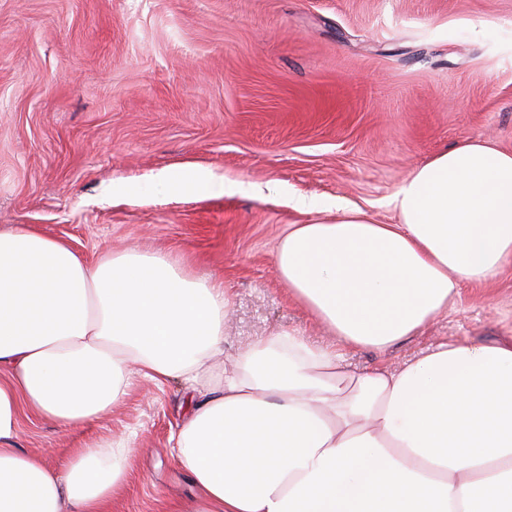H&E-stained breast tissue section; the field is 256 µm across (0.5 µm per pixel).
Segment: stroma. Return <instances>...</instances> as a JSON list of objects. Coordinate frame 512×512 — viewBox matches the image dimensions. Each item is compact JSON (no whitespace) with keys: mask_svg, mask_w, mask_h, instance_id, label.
Here are the masks:
<instances>
[{"mask_svg":"<svg viewBox=\"0 0 512 512\" xmlns=\"http://www.w3.org/2000/svg\"><path fill=\"white\" fill-rule=\"evenodd\" d=\"M512 150V0H0V229L28 224L87 259L159 252L223 282L224 355L277 330L332 336L278 275L288 228L342 205L398 221L410 173L466 140ZM192 168L212 185L180 179ZM512 338V267L352 368L437 344ZM183 389L140 379L65 430L23 412L16 448L64 469L129 442L111 512H189L170 442Z\"/></svg>","mask_w":512,"mask_h":512,"instance_id":"1","label":"stroma"}]
</instances>
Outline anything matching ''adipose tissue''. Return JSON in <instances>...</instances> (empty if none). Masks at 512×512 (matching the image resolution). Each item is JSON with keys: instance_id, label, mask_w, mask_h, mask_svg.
Listing matches in <instances>:
<instances>
[{"instance_id": "1", "label": "adipose tissue", "mask_w": 512, "mask_h": 512, "mask_svg": "<svg viewBox=\"0 0 512 512\" xmlns=\"http://www.w3.org/2000/svg\"><path fill=\"white\" fill-rule=\"evenodd\" d=\"M396 208L395 224L340 206L289 227L279 276L334 341L275 331L227 366L222 283L163 254L90 262L34 227L0 231V512H111L127 444L92 443L57 472L14 440L23 411L79 428L137 375L183 387L171 440L193 512H512V342L442 343L395 369L346 361L512 266V151L440 152Z\"/></svg>"}]
</instances>
